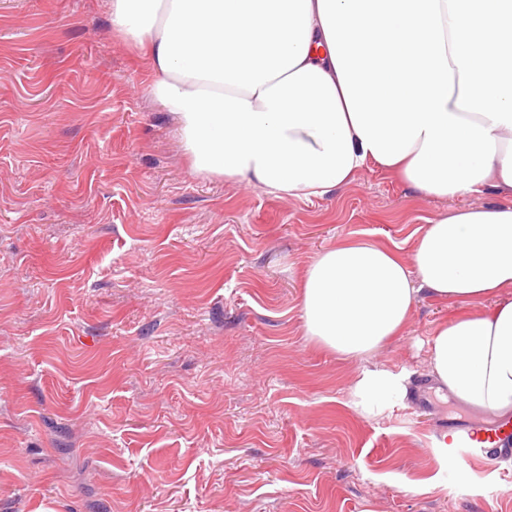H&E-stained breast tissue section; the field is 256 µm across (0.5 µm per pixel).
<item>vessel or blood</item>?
Returning a JSON list of instances; mask_svg holds the SVG:
<instances>
[{"label":"vessel or blood","mask_w":512,"mask_h":512,"mask_svg":"<svg viewBox=\"0 0 512 512\" xmlns=\"http://www.w3.org/2000/svg\"><path fill=\"white\" fill-rule=\"evenodd\" d=\"M433 434L447 447L452 463L457 466L483 455L495 459H512V418L462 424L442 416Z\"/></svg>","instance_id":"1"}]
</instances>
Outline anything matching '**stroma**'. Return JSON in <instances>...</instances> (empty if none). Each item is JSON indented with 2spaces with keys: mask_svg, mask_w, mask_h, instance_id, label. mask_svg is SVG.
Returning a JSON list of instances; mask_svg holds the SVG:
<instances>
[{
  "mask_svg": "<svg viewBox=\"0 0 512 512\" xmlns=\"http://www.w3.org/2000/svg\"><path fill=\"white\" fill-rule=\"evenodd\" d=\"M108 0H0V512H512V465L448 484L428 416L351 408L311 342V257L409 255L424 196L377 167L322 199L192 173ZM419 296L372 364L427 377Z\"/></svg>",
  "mask_w": 512,
  "mask_h": 512,
  "instance_id": "obj_1",
  "label": "stroma"
}]
</instances>
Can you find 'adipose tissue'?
I'll use <instances>...</instances> for the list:
<instances>
[{"mask_svg": "<svg viewBox=\"0 0 512 512\" xmlns=\"http://www.w3.org/2000/svg\"><path fill=\"white\" fill-rule=\"evenodd\" d=\"M108 4L197 175L309 200L372 164L430 197H507L428 220L406 257L363 237L322 249L300 314L312 342L362 361L355 394L394 408L409 375L370 357L419 294L456 302L431 374L475 411L512 413V0Z\"/></svg>", "mask_w": 512, "mask_h": 512, "instance_id": "adipose-tissue-1", "label": "adipose tissue"}]
</instances>
